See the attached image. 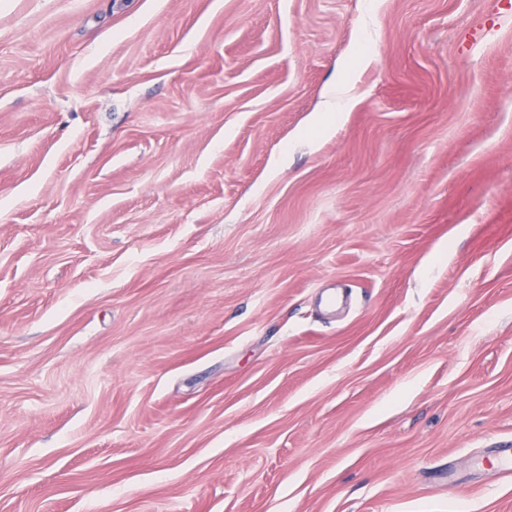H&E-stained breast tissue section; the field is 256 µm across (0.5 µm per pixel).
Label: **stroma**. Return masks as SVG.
<instances>
[{
	"label": "stroma",
	"mask_w": 512,
	"mask_h": 512,
	"mask_svg": "<svg viewBox=\"0 0 512 512\" xmlns=\"http://www.w3.org/2000/svg\"><path fill=\"white\" fill-rule=\"evenodd\" d=\"M495 7L0 0V512H512Z\"/></svg>",
	"instance_id": "stroma-1"
}]
</instances>
